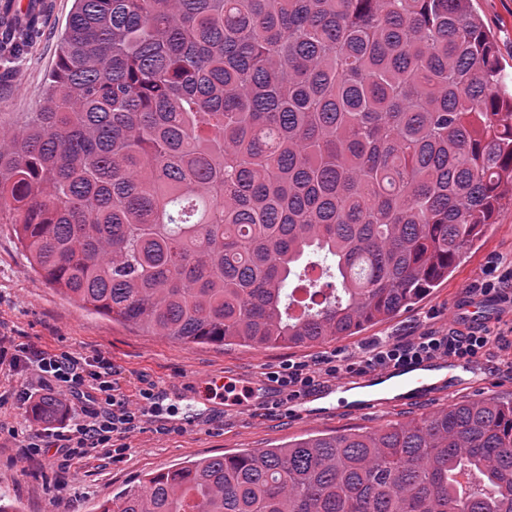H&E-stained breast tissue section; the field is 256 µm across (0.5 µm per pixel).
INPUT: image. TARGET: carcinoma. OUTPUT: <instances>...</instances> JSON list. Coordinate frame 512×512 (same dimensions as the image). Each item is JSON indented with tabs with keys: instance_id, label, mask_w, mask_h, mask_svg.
<instances>
[{
	"instance_id": "carcinoma-1",
	"label": "carcinoma",
	"mask_w": 512,
	"mask_h": 512,
	"mask_svg": "<svg viewBox=\"0 0 512 512\" xmlns=\"http://www.w3.org/2000/svg\"><path fill=\"white\" fill-rule=\"evenodd\" d=\"M10 125L0 224L29 267L185 344L353 336L512 195V93L471 0H74ZM100 512H512V401L193 461Z\"/></svg>"
}]
</instances>
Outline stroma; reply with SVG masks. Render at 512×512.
<instances>
[{
	"label": "stroma",
	"mask_w": 512,
	"mask_h": 512,
	"mask_svg": "<svg viewBox=\"0 0 512 512\" xmlns=\"http://www.w3.org/2000/svg\"><path fill=\"white\" fill-rule=\"evenodd\" d=\"M74 0H0V41L11 39L17 26L33 37L20 54L0 56V114L37 111L48 72L58 54V37ZM473 9L496 41L505 87H512V0H472ZM512 276V203L504 202L497 220L485 228L474 246L457 260L447 280L395 317L371 323L353 336L311 347L253 349L229 344L186 345L112 322L59 294L29 269L11 225L0 224V333L55 353H102L133 380L144 375L178 409L183 429L162 435L144 429L129 435L120 460H92L62 469L56 458L22 465L26 438L39 431L25 405L0 407V493L18 512H96L151 473L180 464L233 453L263 450L311 435L373 431L420 418L459 402L493 397L512 401V375L496 354L474 359L482 385H456L436 395L395 404L378 413L355 412L351 403L335 401L328 384L308 395L305 415L296 404H271L274 383L269 372L289 362L337 355L345 359L371 344L394 342L425 330L462 326L469 306L481 307L482 326L491 335L507 332L512 318L500 316L494 295L471 297L469 290L485 281ZM224 374L227 380L255 387L246 404L206 401L203 377Z\"/></svg>",
	"instance_id": "obj_1"
}]
</instances>
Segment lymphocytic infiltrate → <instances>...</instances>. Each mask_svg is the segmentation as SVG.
Wrapping results in <instances>:
<instances>
[{"mask_svg":"<svg viewBox=\"0 0 512 512\" xmlns=\"http://www.w3.org/2000/svg\"><path fill=\"white\" fill-rule=\"evenodd\" d=\"M490 345L491 338L482 328L423 331L401 341L371 346L360 359L343 367L321 358L288 364L268 373L267 378L292 400L342 372L361 375L428 360H470L485 355ZM4 360L14 370L35 374L42 389L65 394L79 410L74 420L51 422L29 436L24 444L26 463L45 460L51 450L65 467L93 458L113 459L123 453L124 438L143 425L156 424L162 434L177 429L175 408L167 404L164 393L143 378L134 394H127L126 378L104 355L54 354L0 336V362Z\"/></svg>","mask_w":512,"mask_h":512,"instance_id":"f902f5d3","label":"lymphocytic infiltrate"}]
</instances>
